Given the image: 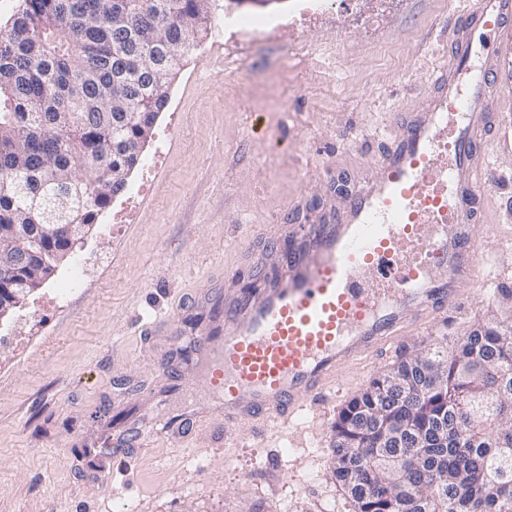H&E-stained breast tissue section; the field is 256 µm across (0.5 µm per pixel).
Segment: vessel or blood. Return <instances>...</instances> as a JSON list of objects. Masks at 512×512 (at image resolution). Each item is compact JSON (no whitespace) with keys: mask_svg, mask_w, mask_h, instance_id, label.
Listing matches in <instances>:
<instances>
[{"mask_svg":"<svg viewBox=\"0 0 512 512\" xmlns=\"http://www.w3.org/2000/svg\"><path fill=\"white\" fill-rule=\"evenodd\" d=\"M448 31V57L432 71L423 107L335 223L284 227L296 242L284 273L225 298L223 316L196 338L194 355L224 395L198 418L212 443L233 447L232 424L263 437L299 419L322 422L343 394L342 368L376 363L402 336L462 311V288L506 253L511 227L490 217L495 230L479 243L471 224L490 197L492 159L512 151L493 106L512 98V0H467ZM123 431L137 447L155 445L142 419Z\"/></svg>","mask_w":512,"mask_h":512,"instance_id":"1","label":"vessel or blood"}]
</instances>
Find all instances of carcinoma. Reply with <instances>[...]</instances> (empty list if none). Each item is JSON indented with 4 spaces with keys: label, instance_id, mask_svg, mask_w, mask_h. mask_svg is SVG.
Instances as JSON below:
<instances>
[{
    "label": "carcinoma",
    "instance_id": "1",
    "mask_svg": "<svg viewBox=\"0 0 512 512\" xmlns=\"http://www.w3.org/2000/svg\"><path fill=\"white\" fill-rule=\"evenodd\" d=\"M0 29V241L17 224H92L168 106L165 84L211 23L212 0H22ZM34 185L37 192L14 189ZM50 274L0 265V294ZM435 369L440 383L427 371ZM333 427L329 468L353 512H504L512 504V323L489 322L445 357L393 364ZM407 431L383 447V435Z\"/></svg>",
    "mask_w": 512,
    "mask_h": 512
}]
</instances>
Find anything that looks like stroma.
I'll list each match as a JSON object with an SVG mask.
<instances>
[{
    "label": "stroma",
    "instance_id": "stroma-1",
    "mask_svg": "<svg viewBox=\"0 0 512 512\" xmlns=\"http://www.w3.org/2000/svg\"><path fill=\"white\" fill-rule=\"evenodd\" d=\"M217 2L274 21L275 38L228 51L208 35L166 87L168 107L143 151L157 165H136L83 246L0 320V512H352L329 468L327 427L291 449L246 425L233 426L229 450L211 447L204 428L189 449L162 437L117 495L102 471L124 420H166L184 399L206 402L195 336L225 292L262 286L253 253L279 267L271 225L328 217L373 169L399 131L396 114L422 108L463 4L360 0L370 26L336 8L299 30L290 24L298 0ZM79 257L81 287L58 297ZM506 260L499 286L463 289L464 315L355 369L353 392L486 320L498 288L512 289V254ZM169 315L181 321L175 345L146 332Z\"/></svg>",
    "mask_w": 512,
    "mask_h": 512
}]
</instances>
